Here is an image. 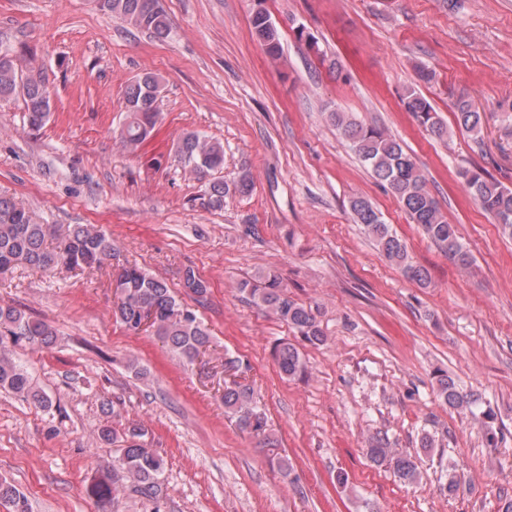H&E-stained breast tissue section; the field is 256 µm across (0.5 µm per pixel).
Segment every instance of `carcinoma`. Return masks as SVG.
I'll return each instance as SVG.
<instances>
[{"instance_id": "carcinoma-1", "label": "carcinoma", "mask_w": 512, "mask_h": 512, "mask_svg": "<svg viewBox=\"0 0 512 512\" xmlns=\"http://www.w3.org/2000/svg\"><path fill=\"white\" fill-rule=\"evenodd\" d=\"M98 7L104 15L118 17L158 39L166 38L171 31L161 0H98ZM250 26L267 55L279 59L280 35L267 10L253 11ZM16 95L23 97L28 126H44L52 109L53 88L39 77L23 75L16 58L0 51V100L8 101ZM159 95L160 81L153 73H145L126 84L125 121L118 132L123 149L134 152L151 136L160 116ZM402 104L435 139L448 140V126L426 98L413 90L402 99ZM452 112L457 129L482 143L486 115L475 101L461 93L452 101ZM328 117L351 141L372 177L398 200L410 221L420 226L456 266L470 269L474 263L472 254L456 226L448 223L427 186L426 176L401 141L378 126L358 121L348 112L336 109ZM175 155L185 170L204 181V190L196 197L204 209L222 210L227 200L248 196L254 190V177L247 167L241 168L229 182L209 178L212 172L224 167V145L219 141L190 132L178 141ZM458 176L474 202L498 224L500 234L512 239V188L477 166L460 169ZM348 208L354 222L362 226L384 257L408 280L424 288L430 285L428 269L411 260L404 242L368 198L352 196ZM116 263L120 265V272L112 281L118 294L113 307L116 320L133 331L143 312L153 313V335L183 366H192L200 350L210 349L212 336L195 311L178 299L165 280L135 263L120 260L112 235L106 231L88 224H73L65 229L45 224L22 202L0 194V275L17 269L45 274L82 273L111 269ZM182 279L183 287L196 296V301L208 295L206 283L192 268L184 270ZM238 288L251 304L286 323L302 341L314 346L324 343V332L311 310L288 297L278 276L259 270L251 279L240 282ZM56 340L57 331L52 325L22 308L0 305V388L35 407H51V398L33 383L28 369L14 356V349L50 348ZM274 356L282 376L290 380L307 377L308 360L297 345L282 341L275 347ZM436 397L458 411L472 414L476 408V400L443 373L436 376ZM221 399L224 412L236 419L242 431L258 438L265 447L277 448L278 440L267 428L265 413L258 408L257 394L251 385L236 379L226 381ZM144 435L142 426H128L130 443L124 448L123 458L99 471L88 486L90 495L100 502H109L117 492L118 481L124 478L132 481L137 492L152 498L160 495L164 460L154 449L139 442ZM364 451L371 463L388 469L400 482H418L420 470L416 461L405 451L391 447L386 437L370 438ZM0 501L8 504L11 512H29L25 495L3 478Z\"/></svg>"}]
</instances>
